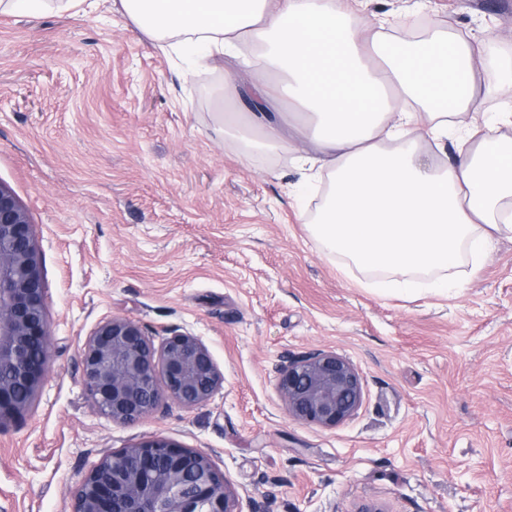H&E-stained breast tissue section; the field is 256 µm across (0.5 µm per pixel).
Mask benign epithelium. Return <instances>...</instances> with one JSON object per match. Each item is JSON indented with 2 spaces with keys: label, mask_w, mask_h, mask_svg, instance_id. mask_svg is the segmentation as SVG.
<instances>
[{
  "label": "benign epithelium",
  "mask_w": 512,
  "mask_h": 512,
  "mask_svg": "<svg viewBox=\"0 0 512 512\" xmlns=\"http://www.w3.org/2000/svg\"><path fill=\"white\" fill-rule=\"evenodd\" d=\"M46 287L26 210L0 185V427L22 415L43 382L49 336ZM87 398L118 424L153 415L171 399L193 409L224 386V373L197 336L173 332L155 346L124 316L101 320L80 347ZM277 391L294 420L334 429L363 402L361 376L334 351L288 361ZM72 512H242L210 457L165 439L104 455L79 480Z\"/></svg>",
  "instance_id": "1"
}]
</instances>
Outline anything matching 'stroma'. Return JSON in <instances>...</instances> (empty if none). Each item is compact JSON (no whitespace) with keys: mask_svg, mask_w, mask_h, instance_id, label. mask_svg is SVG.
Masks as SVG:
<instances>
[{"mask_svg":"<svg viewBox=\"0 0 512 512\" xmlns=\"http://www.w3.org/2000/svg\"><path fill=\"white\" fill-rule=\"evenodd\" d=\"M351 10L398 43L421 37L405 23L425 10L483 36L479 87L501 76L491 53L512 57V0ZM247 60L190 62L108 2L0 12V185L34 228L50 333L34 403L0 427V512H72L105 454L155 438L209 454L243 512H512V238L463 256L442 290L347 269L299 216L309 168L261 143ZM113 315L200 337L223 389L112 423L80 347ZM318 349L362 377L360 409L332 430L293 420L276 389L288 358Z\"/></svg>","mask_w":512,"mask_h":512,"instance_id":"35a3bbf8","label":"stroma"}]
</instances>
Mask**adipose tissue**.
<instances>
[{
	"label": "adipose tissue",
	"instance_id": "adipose-tissue-1",
	"mask_svg": "<svg viewBox=\"0 0 512 512\" xmlns=\"http://www.w3.org/2000/svg\"><path fill=\"white\" fill-rule=\"evenodd\" d=\"M159 41L199 49L207 61L256 46L246 78L269 144L287 148L286 93L311 112L296 138L317 156L329 193L312 225L359 269L446 270L463 251L481 260L512 235V139L497 134L486 98L512 112V59L499 82L476 90L481 54L469 38L434 32L394 43L349 23L334 0H120ZM458 130L445 164L423 161L428 136Z\"/></svg>",
	"mask_w": 512,
	"mask_h": 512
}]
</instances>
